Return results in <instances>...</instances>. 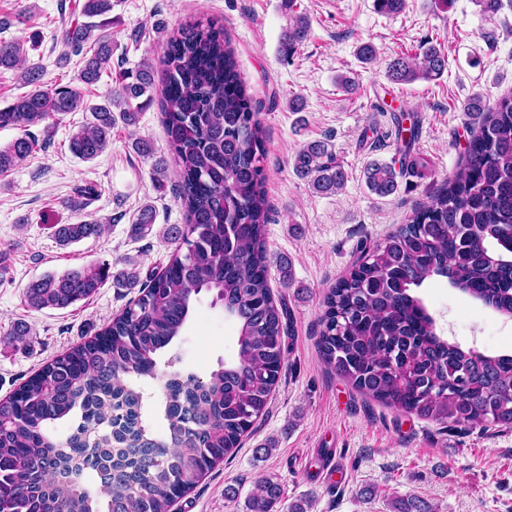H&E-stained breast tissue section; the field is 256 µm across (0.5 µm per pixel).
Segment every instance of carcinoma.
Wrapping results in <instances>:
<instances>
[{
	"instance_id": "carcinoma-1",
	"label": "carcinoma",
	"mask_w": 512,
	"mask_h": 512,
	"mask_svg": "<svg viewBox=\"0 0 512 512\" xmlns=\"http://www.w3.org/2000/svg\"><path fill=\"white\" fill-rule=\"evenodd\" d=\"M112 0H84L86 21L62 29L60 42L75 54L94 41L78 80L92 87L112 60V41L95 35L108 24ZM301 15L283 29L279 49L294 54L309 36ZM27 50L0 39V68L14 69ZM448 69V55L428 46L421 61L403 54L388 64L397 84L432 80ZM43 67L21 72L26 93L0 107V128L21 134L0 147V173L29 157V132L48 118L88 112L68 149L83 161L108 146L117 123L139 124L153 102L149 62L122 73L118 90L91 104L71 85L43 86ZM162 108L175 157L185 223L166 236L177 243L159 272L141 278L132 267L84 265L29 283L26 304L67 309L97 294L108 279L138 296L100 333L44 365L0 399V512H171L268 411L285 366V308L274 299L266 245L268 201L266 132L241 78L224 29L213 21L188 23L169 35L161 59ZM478 125L430 202L408 224L360 259L323 297L318 348L323 362L374 401L440 424L512 428V356H489L438 335L416 290L441 277L471 298L512 318V96L493 107L480 94L463 105ZM133 149L153 160L162 185L166 159L144 139ZM429 162L414 158L400 172L379 162L366 182L379 197L394 194L397 175L422 177ZM298 176L318 194L343 189L346 176L326 143L295 155ZM156 210L144 205L132 224L137 237L153 229ZM97 220L54 225L59 245L104 234ZM213 292L238 327V354L205 378L169 374L155 407L161 433L143 431L146 387L157 378L159 356L180 339L202 291ZM31 327L15 324L3 342L27 345ZM132 448L115 463L107 449ZM281 485L258 482L250 512H274ZM397 512H432L420 498L395 499Z\"/></svg>"
}]
</instances>
